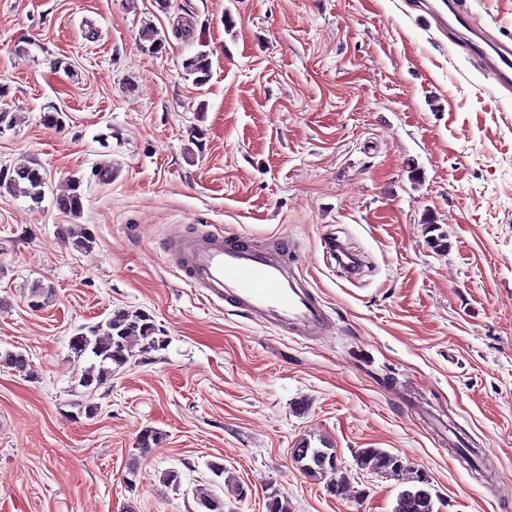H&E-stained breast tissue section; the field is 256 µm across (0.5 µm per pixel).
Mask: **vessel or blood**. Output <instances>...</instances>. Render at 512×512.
I'll return each mask as SVG.
<instances>
[{"mask_svg":"<svg viewBox=\"0 0 512 512\" xmlns=\"http://www.w3.org/2000/svg\"><path fill=\"white\" fill-rule=\"evenodd\" d=\"M412 7L428 15L451 43L464 48L500 91L512 92V39L492 35L477 21L467 0H413ZM169 246L180 256L186 279L209 303H224L285 335L327 332L326 307L290 265L287 244L262 248L249 238L217 232L177 237Z\"/></svg>","mask_w":512,"mask_h":512,"instance_id":"b4317fda","label":"vessel or blood"}]
</instances>
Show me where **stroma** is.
<instances>
[{"label":"stroma","mask_w":512,"mask_h":512,"mask_svg":"<svg viewBox=\"0 0 512 512\" xmlns=\"http://www.w3.org/2000/svg\"><path fill=\"white\" fill-rule=\"evenodd\" d=\"M1 103L0 179L48 184L0 198V351L29 361L0 366V512H197L208 482L224 512L275 489L293 512H392L403 485L358 469L362 448L427 475L435 512H512V94L405 0H0ZM75 179L72 216L55 199ZM219 229L288 239L332 329L206 304L164 246ZM120 308L163 347L84 388L69 338ZM303 438L335 448L342 494L290 460ZM46 175L38 167L22 166L14 170L8 181L0 189L5 187L6 192L13 196L36 197L41 195L42 188L46 184Z\"/></svg>","instance_id":"stroma-1"}]
</instances>
